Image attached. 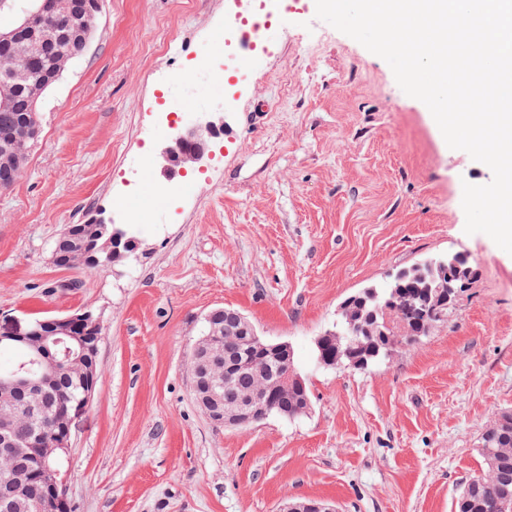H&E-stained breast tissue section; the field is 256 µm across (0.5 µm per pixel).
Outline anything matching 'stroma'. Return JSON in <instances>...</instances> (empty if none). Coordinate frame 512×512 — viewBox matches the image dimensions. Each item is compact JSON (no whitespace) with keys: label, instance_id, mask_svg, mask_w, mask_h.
<instances>
[{"label":"stroma","instance_id":"stroma-1","mask_svg":"<svg viewBox=\"0 0 512 512\" xmlns=\"http://www.w3.org/2000/svg\"><path fill=\"white\" fill-rule=\"evenodd\" d=\"M258 0H102L86 54L39 103L41 136L0 191V320L89 311L100 381L62 462L72 512H276L320 499L340 512H455L481 474L482 432L512 412V255L465 232L463 183L491 169L449 148L389 64L316 16L280 12L236 85L193 72L213 31ZM179 97L222 111L211 155L176 210L129 224ZM137 248L102 270L64 269L56 238L95 214ZM465 253L469 288L421 340L368 368L324 369L315 341L351 293L420 259ZM246 316L289 342L311 406L233 429L192 397L204 317Z\"/></svg>","mask_w":512,"mask_h":512}]
</instances>
